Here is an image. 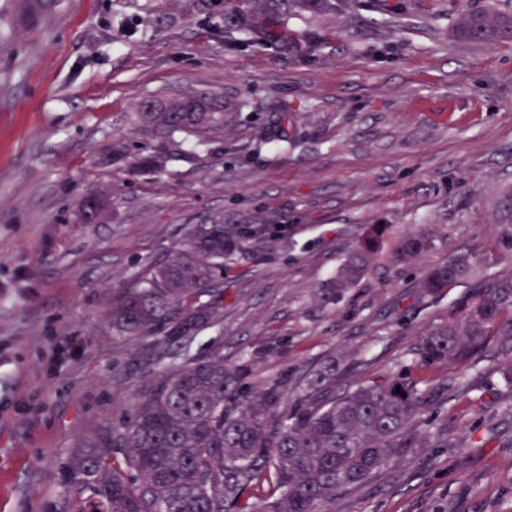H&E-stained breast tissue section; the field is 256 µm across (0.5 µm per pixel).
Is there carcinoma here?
Here are the masks:
<instances>
[{"label": "carcinoma", "instance_id": "cac0c4a2", "mask_svg": "<svg viewBox=\"0 0 512 512\" xmlns=\"http://www.w3.org/2000/svg\"><path fill=\"white\" fill-rule=\"evenodd\" d=\"M50 2L21 0L28 23L38 24ZM249 2L248 13L224 17L227 27L285 47L295 44L288 29L292 12L336 8L335 0ZM457 34L486 43L512 41V14L468 11ZM137 108L142 126L168 136L224 126V106L204 95L168 103L147 97ZM381 236L376 231L347 256L326 297L342 295L363 276L381 250ZM284 242L272 219L226 224L216 216L192 225L164 259L112 290L105 311L112 331L146 336L169 322L178 337L191 340L211 325L214 306L224 299V262ZM433 243L425 233L406 238L394 259L408 261ZM495 247L497 259L512 261V205ZM465 279L478 280V293L422 338L415 364L466 360L495 328L512 335L511 272L489 275L460 255L431 269L419 295L436 296ZM339 372L340 361L329 360L307 375L290 405L286 379L257 376L251 357L234 366L218 355L175 357L159 379L144 385L128 417L70 455L66 512H335L340 491L365 484L419 447L417 418L435 399V390L409 365L338 393L331 385ZM266 482L273 492L257 497L254 490Z\"/></svg>", "mask_w": 512, "mask_h": 512}]
</instances>
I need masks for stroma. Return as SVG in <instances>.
<instances>
[{
  "label": "stroma",
  "instance_id": "1",
  "mask_svg": "<svg viewBox=\"0 0 512 512\" xmlns=\"http://www.w3.org/2000/svg\"><path fill=\"white\" fill-rule=\"evenodd\" d=\"M0 0V512H63L68 457L129 412L180 352L170 324L118 336L104 318L114 288L164 257L191 224L221 214L276 219L291 244L236 257L220 319L190 345L282 374L289 396L329 357L358 380L399 370L475 281L423 302L428 271L490 249L512 191V42L456 34L466 10L512 0H373L290 18L321 50L258 36L224 42V0H56L41 27ZM171 93L235 105L224 127L145 132L136 104ZM287 102L289 142L267 104ZM170 154L158 172L141 157ZM110 216L82 224L88 194ZM384 229L369 271L338 300L319 290L368 232ZM429 232L407 264L392 254ZM508 337L466 361L430 366L441 387L418 420L420 446L336 497V512H505L512 506V418L496 368ZM472 385L460 395V383Z\"/></svg>",
  "mask_w": 512,
  "mask_h": 512
}]
</instances>
